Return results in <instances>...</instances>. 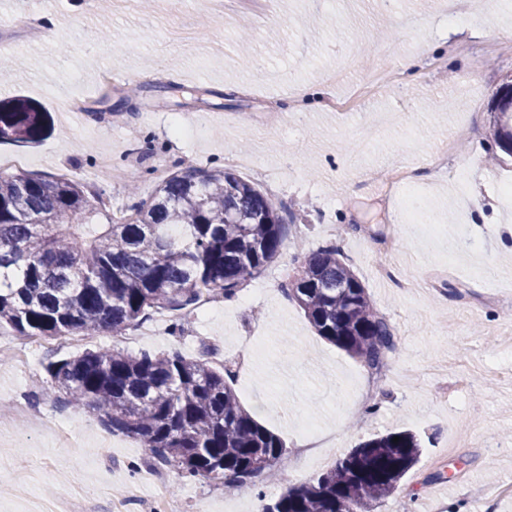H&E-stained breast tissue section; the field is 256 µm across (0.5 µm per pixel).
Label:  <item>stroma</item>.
<instances>
[{
	"mask_svg": "<svg viewBox=\"0 0 512 512\" xmlns=\"http://www.w3.org/2000/svg\"><path fill=\"white\" fill-rule=\"evenodd\" d=\"M455 2L472 28L449 27L441 0H400L392 12L382 0H278L274 23L265 0H233L223 13L203 0H0V99L36 101L52 122L38 142L0 143V155H24L23 173L72 180L123 210L148 198L157 168H223L230 153L251 152L255 167L235 175L289 223L280 256L233 302L187 315L182 332L162 316L137 343L81 335L23 368L18 334L0 326V400L10 407L0 414V512H35L41 500L109 512L94 492L106 478L113 496L135 490L129 512H150L157 478L174 512H253L398 430L417 434L422 454L374 512H512V496H489L512 483V207L494 191L512 179V158L489 150L491 97L512 77V7ZM489 14L500 37L483 34ZM449 143L448 164L434 163ZM399 167L416 169L412 188L434 223L401 213L405 187L369 177ZM333 242L394 332L372 388L371 368L318 336L284 292L297 259ZM401 276L420 287H399ZM261 336L276 356L255 355L234 388L286 455L262 487L232 494L157 466L138 440L63 404L44 370L47 359L112 346L206 352L231 369ZM21 402L48 423L16 422ZM307 422L324 444L300 460Z\"/></svg>",
	"mask_w": 512,
	"mask_h": 512,
	"instance_id": "obj_1",
	"label": "stroma"
}]
</instances>
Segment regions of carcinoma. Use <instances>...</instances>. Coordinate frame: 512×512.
<instances>
[{
  "mask_svg": "<svg viewBox=\"0 0 512 512\" xmlns=\"http://www.w3.org/2000/svg\"><path fill=\"white\" fill-rule=\"evenodd\" d=\"M491 113L492 140L512 157V109L494 100ZM50 129L38 104L0 100V142L34 143ZM131 210L134 217L114 224L73 181L0 176V324L28 338L118 337L165 310L175 332L181 311L204 294L234 298L287 240L276 205L218 168L173 172ZM286 290L317 334L348 355L377 368L392 350V328L336 245L304 257ZM46 370L71 404L137 438L158 463L189 480L257 486L284 460L282 439L204 357L98 348L50 361ZM420 455L409 431L377 436L330 471L288 487L262 512H368L399 488Z\"/></svg>",
  "mask_w": 512,
  "mask_h": 512,
  "instance_id": "cac0c4a2",
  "label": "carcinoma"
}]
</instances>
